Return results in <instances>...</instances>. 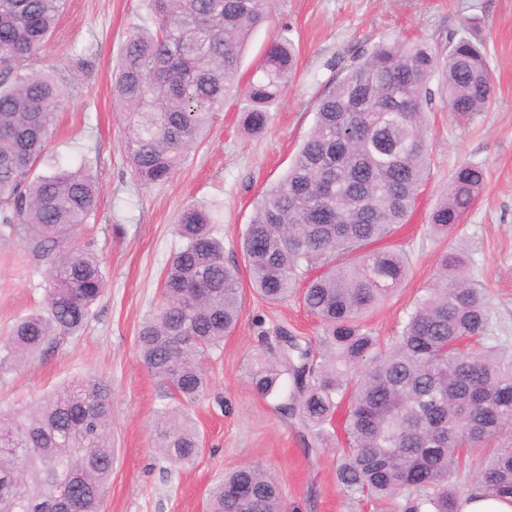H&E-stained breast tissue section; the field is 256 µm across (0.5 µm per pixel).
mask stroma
Instances as JSON below:
<instances>
[{"instance_id":"stroma-1","label":"stroma","mask_w":512,"mask_h":512,"mask_svg":"<svg viewBox=\"0 0 512 512\" xmlns=\"http://www.w3.org/2000/svg\"><path fill=\"white\" fill-rule=\"evenodd\" d=\"M268 25L251 37L238 82H246L267 44L287 31L298 48L293 82L268 127L251 135L239 103L228 99L205 143L173 178L146 184L133 173L112 105L110 73L129 35L149 24L146 0H66L49 45L29 68L51 69L67 81L69 100L58 113L50 153L72 166L88 165L99 185L98 210L79 235L103 259L104 296L88 326L57 338L21 367L0 366V406L30 403L67 380L99 376L112 385L116 462L104 512H203L209 486L241 464L266 469L282 492V512H363L336 484V456L307 447L297 419L280 416L272 399L248 380L250 359L275 347L277 328L307 340L322 327L295 301L270 305L247 296L237 329L205 359L209 386L191 410L203 449L183 467L152 446L162 382L141 361L138 331L153 312L163 271L181 245L178 215L204 205L222 220L224 258L241 261V230L262 193L282 176L315 119L316 101L338 64L383 40L421 38L439 55L448 39L471 34L487 53L495 84L491 105L457 122L434 107L428 131L430 172L413 214L392 236L409 261V276L367 322L390 340L406 310L425 288L447 240L426 229L428 215L461 163L487 174L482 197L464 215L456 243L473 259L471 274L491 306L488 336L512 348V0H275ZM95 54L82 76L73 59L86 46ZM43 264L20 237L0 239V336L43 299Z\"/></svg>"}]
</instances>
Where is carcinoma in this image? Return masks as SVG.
<instances>
[{"label": "carcinoma", "mask_w": 512, "mask_h": 512, "mask_svg": "<svg viewBox=\"0 0 512 512\" xmlns=\"http://www.w3.org/2000/svg\"><path fill=\"white\" fill-rule=\"evenodd\" d=\"M153 22L120 51L113 96L137 177L167 182L203 142L224 104L252 33L274 0H148ZM64 0H0V235L20 234L45 267L44 305L0 340V364L22 365L52 340L84 329L105 291L96 252L77 244L95 215L91 170L56 163L36 173L68 86L27 61L52 36ZM296 72L292 40L268 44L239 93L242 124L263 131ZM450 116L464 122L495 94L486 53L448 39L442 61L424 42L382 41L355 57L317 102L315 122L285 175L258 200L239 246L245 269L224 261L214 212L184 209L180 248L162 277L160 301L138 335L143 363L163 382L154 448L193 464L202 440L189 414L206 392L202 357L237 327L242 272L261 299L296 295L323 324L316 346L288 332L249 364L251 386L296 416L313 444L337 453L336 483L372 512H458L460 473L474 489L512 496V351L487 335L484 289L471 281L466 249L450 245L390 345L364 323L406 279L408 259L390 238L408 221L428 170V112L435 73ZM486 173L466 163L429 214L430 230L455 237L478 202ZM293 383L282 388V378ZM112 389L88 377L62 383L34 406L0 409V512H48L69 492L71 512H103L112 476ZM343 445L331 431L339 409ZM205 512H281L275 480L252 465L224 472Z\"/></svg>", "instance_id": "cac0c4a2"}]
</instances>
